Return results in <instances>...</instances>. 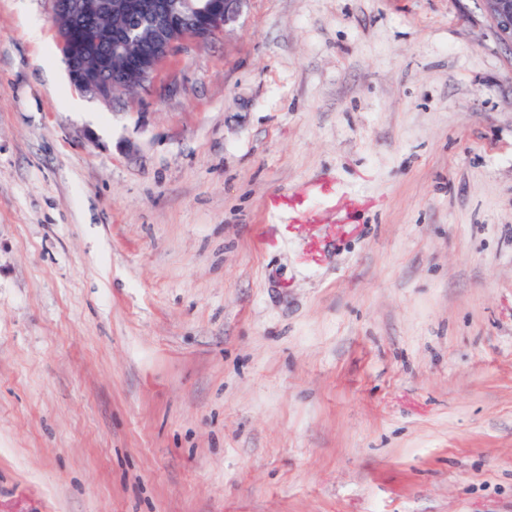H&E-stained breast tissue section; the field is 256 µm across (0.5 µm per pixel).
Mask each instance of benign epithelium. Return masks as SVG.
I'll return each mask as SVG.
<instances>
[{"label":"benign epithelium","instance_id":"benign-epithelium-1","mask_svg":"<svg viewBox=\"0 0 512 512\" xmlns=\"http://www.w3.org/2000/svg\"><path fill=\"white\" fill-rule=\"evenodd\" d=\"M251 0H52L71 86L110 103L119 90L153 81L187 39L206 42ZM499 40L512 50V0H482Z\"/></svg>","mask_w":512,"mask_h":512}]
</instances>
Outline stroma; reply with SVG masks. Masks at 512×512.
<instances>
[{
    "label": "stroma",
    "mask_w": 512,
    "mask_h": 512,
    "mask_svg": "<svg viewBox=\"0 0 512 512\" xmlns=\"http://www.w3.org/2000/svg\"><path fill=\"white\" fill-rule=\"evenodd\" d=\"M0 0V512H512V52L480 0H251L113 103Z\"/></svg>",
    "instance_id": "35a3bbf8"
}]
</instances>
